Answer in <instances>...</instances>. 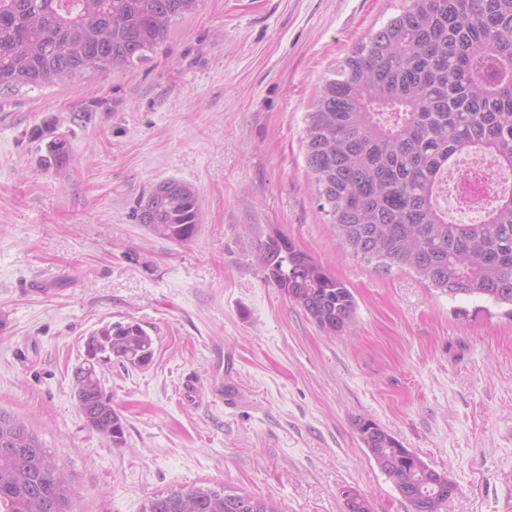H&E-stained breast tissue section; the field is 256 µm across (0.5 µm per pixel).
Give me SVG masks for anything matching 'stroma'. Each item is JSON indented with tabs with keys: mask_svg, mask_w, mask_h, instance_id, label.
Here are the masks:
<instances>
[{
	"mask_svg": "<svg viewBox=\"0 0 512 512\" xmlns=\"http://www.w3.org/2000/svg\"><path fill=\"white\" fill-rule=\"evenodd\" d=\"M401 6L204 0L129 71L0 94V407L74 474L78 512H145L194 483L281 512H347V490L370 512H410L361 419L456 484L448 512H512V317L338 246L306 171L324 77ZM59 135L74 159L44 168ZM172 177L200 191L185 245L134 218ZM270 226L350 288V332L321 331L265 281L253 254ZM118 322L146 328L156 353L101 370L126 422L116 448L86 425L74 370Z\"/></svg>",
	"mask_w": 512,
	"mask_h": 512,
	"instance_id": "obj_1",
	"label": "stroma"
}]
</instances>
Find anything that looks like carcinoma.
I'll return each instance as SVG.
<instances>
[{
    "instance_id": "carcinoma-1",
    "label": "carcinoma",
    "mask_w": 512,
    "mask_h": 512,
    "mask_svg": "<svg viewBox=\"0 0 512 512\" xmlns=\"http://www.w3.org/2000/svg\"><path fill=\"white\" fill-rule=\"evenodd\" d=\"M202 0H0V91L48 88L146 60ZM309 178L336 241L378 268L408 269L450 298L509 308L512 193L493 198L476 224H456L438 187L460 157L482 154L512 170V0H403L400 12L324 79L305 118ZM71 158L47 144L46 166ZM138 223L176 244L199 233V190L169 178L138 202ZM265 279L324 332L353 323L352 291L283 233L268 228L255 253ZM155 340L136 322L106 324L74 371L86 424L113 446L126 424L98 367L141 369ZM368 456L413 512H446L454 483L374 421L357 423ZM0 512H77L74 479L26 422L0 410ZM146 512H279L218 484L175 485Z\"/></svg>"
}]
</instances>
